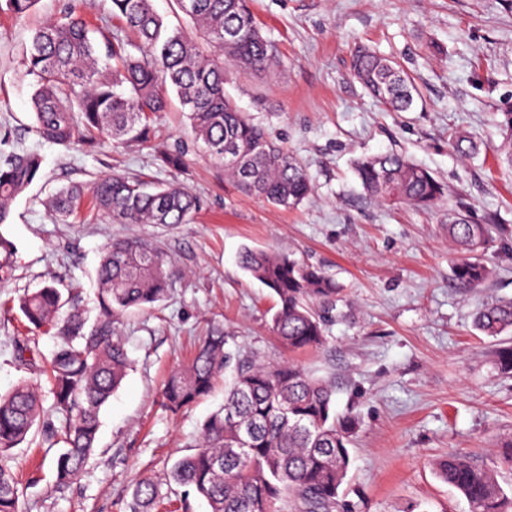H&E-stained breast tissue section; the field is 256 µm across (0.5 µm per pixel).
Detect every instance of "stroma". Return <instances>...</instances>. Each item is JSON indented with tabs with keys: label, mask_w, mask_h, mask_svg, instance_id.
I'll return each instance as SVG.
<instances>
[{
	"label": "stroma",
	"mask_w": 512,
	"mask_h": 512,
	"mask_svg": "<svg viewBox=\"0 0 512 512\" xmlns=\"http://www.w3.org/2000/svg\"><path fill=\"white\" fill-rule=\"evenodd\" d=\"M64 2L39 0L21 17L0 13V132L11 130L12 148L43 159L40 179L0 226L16 247L15 275L0 284V392L28 375L17 339L31 337L44 355L55 344L51 333L28 331L17 306L24 291L52 280L71 303L94 306V271L113 238L158 246L174 275L161 303L121 321L133 364L101 411L85 471L61 487L43 449H13L22 512H127L140 478L166 482L223 402L224 386L176 416L163 409L161 391L215 333L232 352L290 358L335 382L338 414L358 421L339 512H468L438 478L436 461L453 453L491 468L495 443L512 437V373L498 368L493 340L474 327L483 305L512 301V164L503 149L512 0H248L277 64L267 76L239 71L225 91L311 175L314 192L294 209L241 193L223 163L205 156L176 102L146 143L64 147L31 133L23 49ZM361 44L408 74L417 90L410 111H388L352 77ZM453 131L471 137L477 154L454 151ZM392 150L445 183L473 222L492 223L482 259L495 274L483 287L452 278L446 209L424 212L363 192L354 159ZM171 151L182 152L181 166L163 163ZM112 173L179 185L200 208L185 224H118L90 212L63 223L45 209L54 188L88 189ZM247 248L292 254L336 281L342 297L324 347L291 354L280 346L270 329L274 300L241 267Z\"/></svg>",
	"instance_id": "1"
}]
</instances>
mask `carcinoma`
<instances>
[{
	"mask_svg": "<svg viewBox=\"0 0 512 512\" xmlns=\"http://www.w3.org/2000/svg\"><path fill=\"white\" fill-rule=\"evenodd\" d=\"M176 3L196 33L166 22L154 0H110L120 23L115 30L89 25L68 6L35 29L26 51V72L34 79L32 128L59 145L94 148L105 137L145 143L174 96L206 155L224 163L239 190L275 206H299L312 191L306 168L224 91L231 70L265 73L276 64L246 0ZM352 70L382 104L396 112L412 108L414 87L394 61L363 47ZM41 164L36 153L0 150V225L8 223L12 202L37 179ZM354 173L377 200L429 210L448 198L432 172L402 154L360 157ZM83 202L82 187L65 185L45 206L66 221ZM93 202L122 224H184L199 209L198 199L182 188L120 174L96 183ZM445 231L454 250L452 277L472 288L486 284L493 270L478 255L490 240L489 225L471 223L457 205L449 209ZM14 253L13 242L0 233V280L13 276ZM240 263L276 298L270 329L284 349L326 343L325 313L342 292L334 279L286 253L246 249ZM96 279L94 315L73 306L59 317L67 300L52 283L18 298L28 328L54 331L56 345L40 365L30 340L16 341L30 377L0 395V460L42 423L48 447L63 444L55 461L61 485L85 470L96 450L101 410L130 370L119 321L130 309H149L165 298L171 262L144 240L114 239L103 249ZM475 326L493 338L511 333L512 302L485 306ZM226 344L222 334L209 336L164 386V407L177 414L208 397L220 374H231L224 404L203 421L194 451L173 464L169 482L191 488L209 512H287L290 497L297 512H336L356 428L354 417L336 413V387L290 360L262 363ZM437 474L466 499L469 512H512V494L496 471L450 454L437 464ZM161 498V485L144 477L129 512H151ZM0 512H20L14 473L2 464Z\"/></svg>",
	"mask_w": 512,
	"mask_h": 512,
	"instance_id": "cac0c4a2",
	"label": "carcinoma"
}]
</instances>
